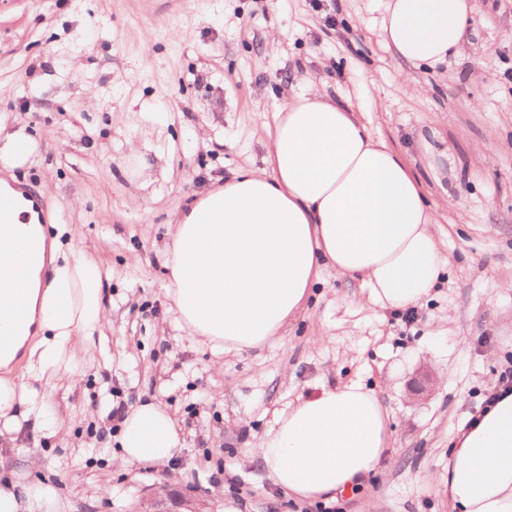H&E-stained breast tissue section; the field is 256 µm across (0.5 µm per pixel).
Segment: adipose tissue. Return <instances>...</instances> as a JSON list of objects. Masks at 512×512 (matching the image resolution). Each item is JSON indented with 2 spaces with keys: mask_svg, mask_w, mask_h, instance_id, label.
<instances>
[{
  "mask_svg": "<svg viewBox=\"0 0 512 512\" xmlns=\"http://www.w3.org/2000/svg\"><path fill=\"white\" fill-rule=\"evenodd\" d=\"M472 20L469 0H389L382 31L407 63L457 55ZM264 165L201 193L171 225L162 256L165 291L188 336L216 357L283 336L331 268L360 282L365 303L418 304L442 269L433 215L405 162L373 141L355 113L317 92L276 112ZM0 195L17 205L0 224V438L25 427L56 432L44 387L71 380L79 338L105 318L100 258L42 223L14 176ZM181 429L160 404L126 410L120 465L170 460ZM452 512H512V393L477 413L452 438ZM389 415L360 383L297 397L257 442L272 482L299 501H329L379 466ZM51 485L0 478V512H62Z\"/></svg>",
  "mask_w": 512,
  "mask_h": 512,
  "instance_id": "adipose-tissue-1",
  "label": "adipose tissue"
}]
</instances>
